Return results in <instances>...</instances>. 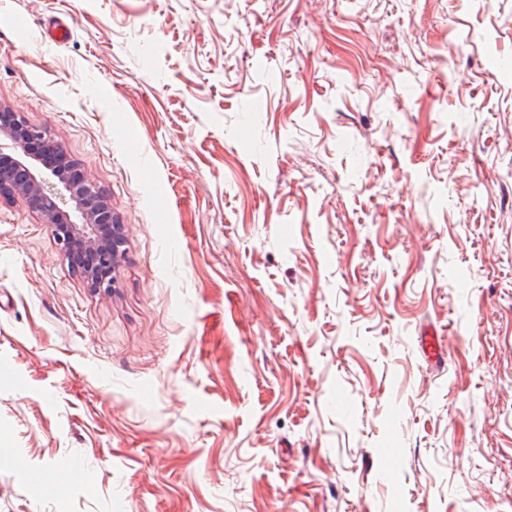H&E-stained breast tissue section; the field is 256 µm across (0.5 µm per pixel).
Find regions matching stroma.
Masks as SVG:
<instances>
[{
	"mask_svg": "<svg viewBox=\"0 0 512 512\" xmlns=\"http://www.w3.org/2000/svg\"><path fill=\"white\" fill-rule=\"evenodd\" d=\"M0 105L125 237L0 197V512H512V0H0Z\"/></svg>",
	"mask_w": 512,
	"mask_h": 512,
	"instance_id": "1",
	"label": "stroma"
}]
</instances>
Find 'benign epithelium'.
I'll list each match as a JSON object with an SVG mask.
<instances>
[{"mask_svg": "<svg viewBox=\"0 0 512 512\" xmlns=\"http://www.w3.org/2000/svg\"><path fill=\"white\" fill-rule=\"evenodd\" d=\"M0 137L5 139L0 142V196H23L44 216L64 258L90 255L84 277L93 287L110 290L125 240L101 188L82 172H71V159L48 129L1 106ZM38 146L56 157L54 165L40 169L42 159L31 153Z\"/></svg>", "mask_w": 512, "mask_h": 512, "instance_id": "1", "label": "benign epithelium"}]
</instances>
